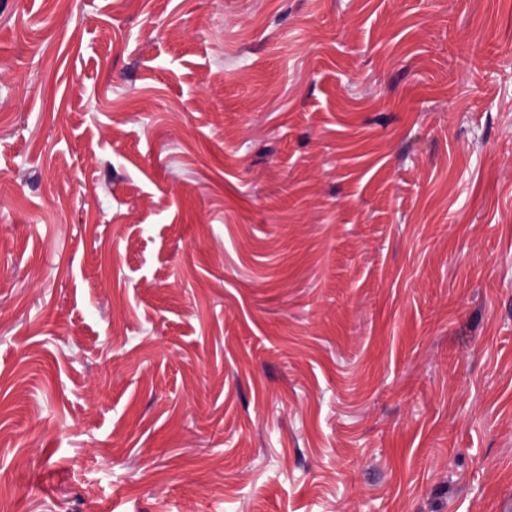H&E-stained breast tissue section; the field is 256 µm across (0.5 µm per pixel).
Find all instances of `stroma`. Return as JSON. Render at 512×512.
Masks as SVG:
<instances>
[{"mask_svg":"<svg viewBox=\"0 0 512 512\" xmlns=\"http://www.w3.org/2000/svg\"><path fill=\"white\" fill-rule=\"evenodd\" d=\"M16 512H512V0H0Z\"/></svg>","mask_w":512,"mask_h":512,"instance_id":"1","label":"stroma"}]
</instances>
